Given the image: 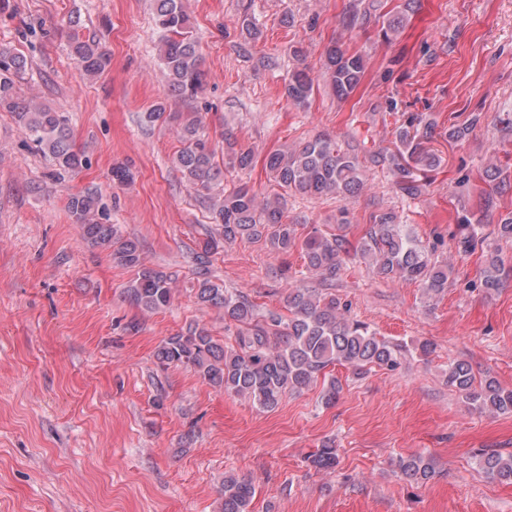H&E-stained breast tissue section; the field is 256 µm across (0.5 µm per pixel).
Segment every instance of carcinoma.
I'll use <instances>...</instances> for the list:
<instances>
[{
	"mask_svg": "<svg viewBox=\"0 0 512 512\" xmlns=\"http://www.w3.org/2000/svg\"><path fill=\"white\" fill-rule=\"evenodd\" d=\"M155 26L159 35V55L169 76L173 92L183 99L198 97L205 84L202 56L189 15L182 0H156ZM379 0H353L345 13L348 27L370 22L379 9ZM70 56L87 74H103L111 63L109 52L94 40L72 38ZM324 82L339 99L348 98L359 85L366 69L364 57L351 53L341 44L330 43L323 53ZM27 60L0 48V112L12 114L15 122L33 138L40 152L54 167L53 178L83 168L85 153L72 140L70 118L63 112L28 99L19 87L26 73ZM315 81L309 73L294 69L285 85V95L296 108L308 107ZM146 122L165 118L177 124L181 148L175 164L183 177L198 192L209 194L217 186L220 171L216 148L204 132L202 118L167 112L162 102L145 113ZM433 118L417 114L395 129L396 149L382 148L369 157L371 164L386 169L394 178V188L402 197L414 199L421 194L418 172L432 171L441 162L428 147L435 134ZM254 151L238 144L232 135H224V159L240 170L252 167ZM265 168L271 181L284 190L263 200L245 183L229 191H220L211 207V224L205 228L203 253L208 255L226 244L248 240L268 251L286 255L301 248L306 272L322 281H333L342 267V256L359 257L383 279L415 282L432 298L448 288V263L438 260V243L425 246L411 235L408 225L389 209L372 216L371 227L356 242L336 232L317 230L304 240L297 237V225L288 223L285 195L347 198L363 184L358 146L339 145L329 137L317 136L302 144L284 146L267 155ZM67 209L73 223L81 226L83 241L92 248L109 252L118 264L134 271L123 289L124 299L148 313L170 308L175 290L172 279L161 270L144 263L138 242L124 238L115 225L106 222L99 196L91 191L69 196ZM484 225L474 224L467 216L452 235L458 248L471 252L483 246L489 235ZM496 241L512 242V214L494 225ZM512 269H505L498 248L489 250L482 270L481 285L488 291L503 287ZM197 302L205 308L224 313V322L236 326L235 345L226 346L205 327L189 325L164 339L155 357L163 366L190 370L204 382L226 394L246 398L261 411L275 410L283 399L323 380L325 404L336 402L342 386L327 369L348 366L359 373L372 368L393 370L406 359V346L381 339L369 327L348 314L347 306L336 297L323 295L302 285L289 286L284 297L288 319L269 312L257 319L255 305L240 292L224 284L204 279L195 291ZM448 387L455 390L470 407L489 414H512V390L500 387L491 378L476 381L472 365L457 359L448 364ZM338 450L325 443L309 457L320 471L336 468ZM477 465L490 477L512 483V454L487 451L478 455ZM396 475L409 483L423 484L435 474L432 457L414 453L395 461ZM221 512H250L255 487L246 478L224 477L221 488Z\"/></svg>",
	"mask_w": 512,
	"mask_h": 512,
	"instance_id": "carcinoma-1",
	"label": "carcinoma"
}]
</instances>
